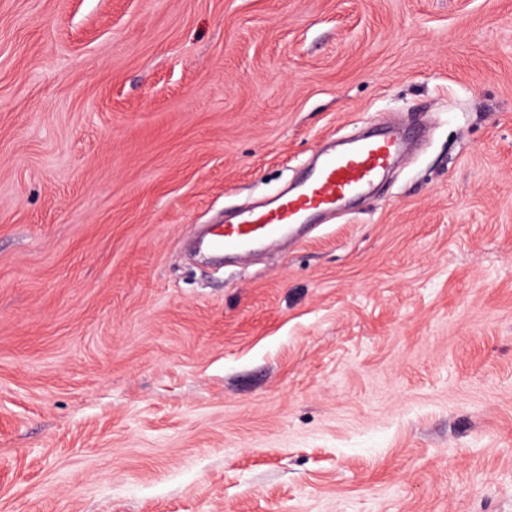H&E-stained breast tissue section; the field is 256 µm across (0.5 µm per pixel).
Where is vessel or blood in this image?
I'll list each match as a JSON object with an SVG mask.
<instances>
[{"mask_svg": "<svg viewBox=\"0 0 512 512\" xmlns=\"http://www.w3.org/2000/svg\"><path fill=\"white\" fill-rule=\"evenodd\" d=\"M409 136L386 126L341 153L325 154L294 188L271 205L241 213L200 243L215 255L247 254L267 242L303 231L305 224L335 210L345 199L368 192L400 159Z\"/></svg>", "mask_w": 512, "mask_h": 512, "instance_id": "vessel-or-blood-1", "label": "vessel or blood"}]
</instances>
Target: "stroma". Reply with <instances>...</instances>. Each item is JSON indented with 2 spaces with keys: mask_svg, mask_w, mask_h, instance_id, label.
I'll list each match as a JSON object with an SVG mask.
<instances>
[{
  "mask_svg": "<svg viewBox=\"0 0 512 512\" xmlns=\"http://www.w3.org/2000/svg\"><path fill=\"white\" fill-rule=\"evenodd\" d=\"M0 512H512V0H0ZM408 140L403 128L385 126L346 151L325 154L294 188L271 205L243 212L235 222L222 225L201 241L200 248L215 255L247 254L303 231L312 218L368 192L399 161Z\"/></svg>",
  "mask_w": 512,
  "mask_h": 512,
  "instance_id": "35a3bbf8",
  "label": "stroma"
}]
</instances>
